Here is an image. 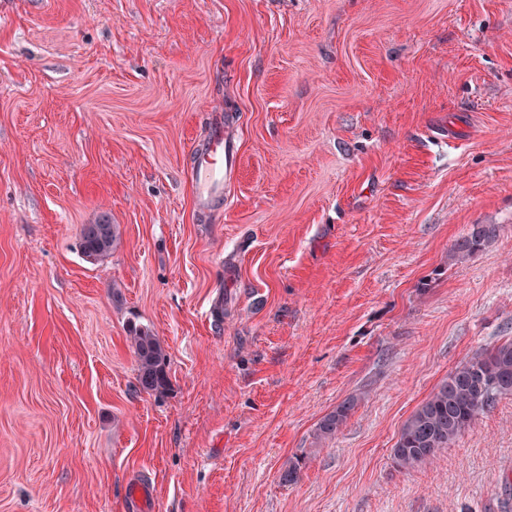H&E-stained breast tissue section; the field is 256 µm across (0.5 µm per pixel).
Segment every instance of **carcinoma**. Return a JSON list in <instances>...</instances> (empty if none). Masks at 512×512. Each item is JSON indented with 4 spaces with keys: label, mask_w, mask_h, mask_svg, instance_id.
Here are the masks:
<instances>
[{
    "label": "carcinoma",
    "mask_w": 512,
    "mask_h": 512,
    "mask_svg": "<svg viewBox=\"0 0 512 512\" xmlns=\"http://www.w3.org/2000/svg\"><path fill=\"white\" fill-rule=\"evenodd\" d=\"M498 234L496 224H473L454 244L448 259L462 261L482 250ZM82 255L98 262L112 253L120 239L119 225L103 215L95 224L83 225L80 233ZM127 341L137 364V381L145 392L161 393L168 383L167 353L152 330L135 324L127 328ZM512 396V340L476 351L456 367L408 417L392 448L394 463L405 471L414 470L434 458L471 428L478 414L492 410L499 400ZM356 405L352 397L327 413L316 435L328 438L346 424Z\"/></svg>",
    "instance_id": "cac0c4a2"
}]
</instances>
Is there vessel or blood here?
Instances as JSON below:
<instances>
[{
	"label": "vessel or blood",
	"mask_w": 512,
	"mask_h": 512,
	"mask_svg": "<svg viewBox=\"0 0 512 512\" xmlns=\"http://www.w3.org/2000/svg\"><path fill=\"white\" fill-rule=\"evenodd\" d=\"M237 151L224 129L222 111H214L208 138L193 151L191 180L197 207L209 210L224 200V178L235 169Z\"/></svg>",
	"instance_id": "1"
}]
</instances>
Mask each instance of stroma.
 Here are the masks:
<instances>
[{
  "instance_id": "stroma-1",
  "label": "stroma",
  "mask_w": 512,
  "mask_h": 512,
  "mask_svg": "<svg viewBox=\"0 0 512 512\" xmlns=\"http://www.w3.org/2000/svg\"><path fill=\"white\" fill-rule=\"evenodd\" d=\"M218 107L240 162L208 211ZM473 224L499 233L449 263ZM508 339L512 0H0V512H131L135 475L151 512H512L510 396L391 457ZM212 112L209 137L193 150L191 168L195 203L204 210L224 203V177L237 164L234 141L224 129V111ZM80 239L82 255L90 262H98L109 256L119 243V225L112 224L108 215H102L97 224L83 225ZM126 339L137 359L140 388L145 392L162 393L168 383V358L163 343L152 330L135 324L127 328ZM512 396V340L477 350L456 367L408 417L392 448L394 463L405 471L432 461L471 428L479 413ZM356 398L352 397L327 413L319 422L316 429L318 438H328L336 435L338 431L346 424L351 411L356 405Z\"/></svg>"
}]
</instances>
